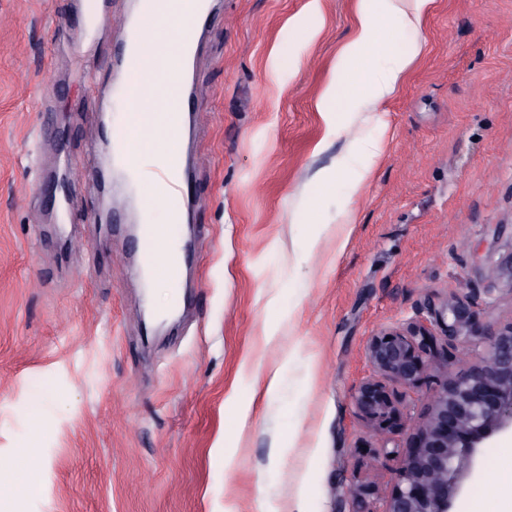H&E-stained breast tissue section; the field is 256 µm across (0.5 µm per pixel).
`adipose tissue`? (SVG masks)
<instances>
[{"mask_svg":"<svg viewBox=\"0 0 512 512\" xmlns=\"http://www.w3.org/2000/svg\"><path fill=\"white\" fill-rule=\"evenodd\" d=\"M166 7L147 25L149 42L165 44L167 51L154 82L138 87L129 112L128 143L133 165L139 166L138 178L145 199V216L156 211V174L168 170L173 155L166 150L172 132V114L177 105V88L172 78L187 60L183 49L195 25L196 0H165ZM435 0H356L357 23L353 38L340 49V59H356L362 67L345 73L333 69L323 89L321 101L334 98L341 86L356 84L362 91L354 109L376 112L407 82L418 53L395 52L391 42L380 36L381 28L397 20L404 26L420 29ZM389 56L390 65L380 78H372L369 65L374 55Z\"/></svg>","mask_w":512,"mask_h":512,"instance_id":"ef3b65f1","label":"adipose tissue"}]
</instances>
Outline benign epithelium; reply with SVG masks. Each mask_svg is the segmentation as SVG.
<instances>
[{
  "instance_id": "benign-epithelium-1",
  "label": "benign epithelium",
  "mask_w": 512,
  "mask_h": 512,
  "mask_svg": "<svg viewBox=\"0 0 512 512\" xmlns=\"http://www.w3.org/2000/svg\"><path fill=\"white\" fill-rule=\"evenodd\" d=\"M472 300L448 293L430 303L426 314L368 338L370 375L353 397L356 412L380 440L368 462L392 451L391 428L401 403V389L413 387L424 374V344L442 336L472 357L469 369L434 397L427 417L415 426L414 443L399 459V481L384 508L373 488L351 481L343 487L348 512H450L459 478L470 469L480 448L495 434L512 430V322L483 338L476 328Z\"/></svg>"
}]
</instances>
